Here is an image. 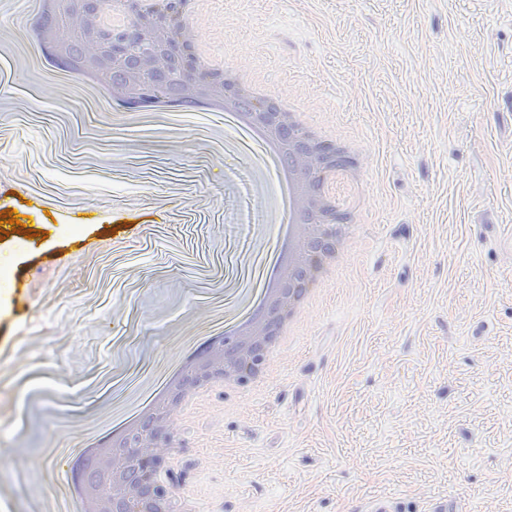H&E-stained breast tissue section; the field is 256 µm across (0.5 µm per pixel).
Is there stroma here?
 Returning a JSON list of instances; mask_svg holds the SVG:
<instances>
[{"mask_svg": "<svg viewBox=\"0 0 512 512\" xmlns=\"http://www.w3.org/2000/svg\"><path fill=\"white\" fill-rule=\"evenodd\" d=\"M356 137L368 217L262 385L177 422L199 512H512V0H207L190 28ZM0 87V512H46L88 438L224 324L249 159L220 112L134 118Z\"/></svg>", "mask_w": 512, "mask_h": 512, "instance_id": "obj_1", "label": "stroma"}]
</instances>
